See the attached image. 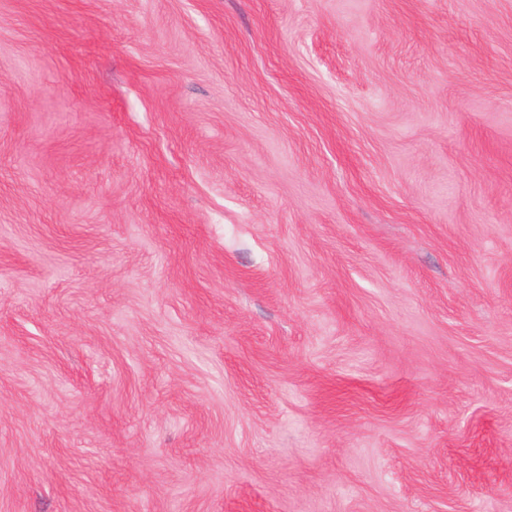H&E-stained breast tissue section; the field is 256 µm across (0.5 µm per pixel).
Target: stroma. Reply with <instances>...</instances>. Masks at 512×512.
Returning a JSON list of instances; mask_svg holds the SVG:
<instances>
[{
    "label": "stroma",
    "mask_w": 512,
    "mask_h": 512,
    "mask_svg": "<svg viewBox=\"0 0 512 512\" xmlns=\"http://www.w3.org/2000/svg\"><path fill=\"white\" fill-rule=\"evenodd\" d=\"M0 512H512V0H0Z\"/></svg>",
    "instance_id": "stroma-1"
}]
</instances>
